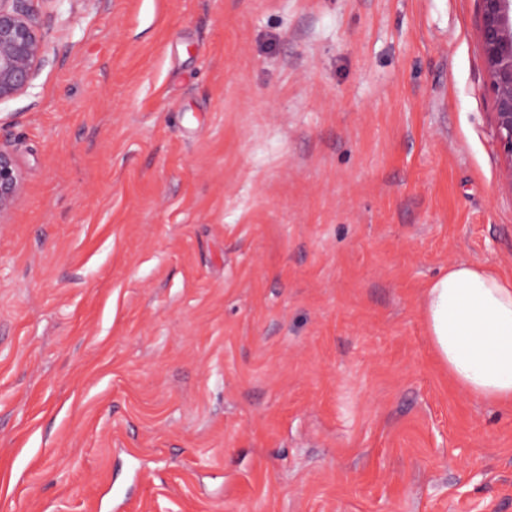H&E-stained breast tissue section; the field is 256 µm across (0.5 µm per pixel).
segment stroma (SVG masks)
<instances>
[{
  "label": "stroma",
  "mask_w": 512,
  "mask_h": 512,
  "mask_svg": "<svg viewBox=\"0 0 512 512\" xmlns=\"http://www.w3.org/2000/svg\"><path fill=\"white\" fill-rule=\"evenodd\" d=\"M0 103V512H512L422 314L512 277L477 0H31ZM30 0H0V103L25 93L45 58ZM22 189V173L15 159L0 150V223L15 206Z\"/></svg>",
  "instance_id": "1"
}]
</instances>
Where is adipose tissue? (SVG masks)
Segmentation results:
<instances>
[{
	"instance_id": "ef3b65f1",
	"label": "adipose tissue",
	"mask_w": 512,
	"mask_h": 512,
	"mask_svg": "<svg viewBox=\"0 0 512 512\" xmlns=\"http://www.w3.org/2000/svg\"><path fill=\"white\" fill-rule=\"evenodd\" d=\"M423 314L454 382L480 401L512 406V280L454 264L426 288Z\"/></svg>"
}]
</instances>
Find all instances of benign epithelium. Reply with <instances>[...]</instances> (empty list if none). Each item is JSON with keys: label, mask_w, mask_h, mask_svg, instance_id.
I'll use <instances>...</instances> for the list:
<instances>
[{"label": "benign epithelium", "mask_w": 512, "mask_h": 512, "mask_svg": "<svg viewBox=\"0 0 512 512\" xmlns=\"http://www.w3.org/2000/svg\"><path fill=\"white\" fill-rule=\"evenodd\" d=\"M28 0H0V102L25 93L45 58ZM478 34L494 107L495 130L503 157L500 184L512 191V0H477ZM22 173L0 150V219L15 206Z\"/></svg>", "instance_id": "7a95c632"}]
</instances>
